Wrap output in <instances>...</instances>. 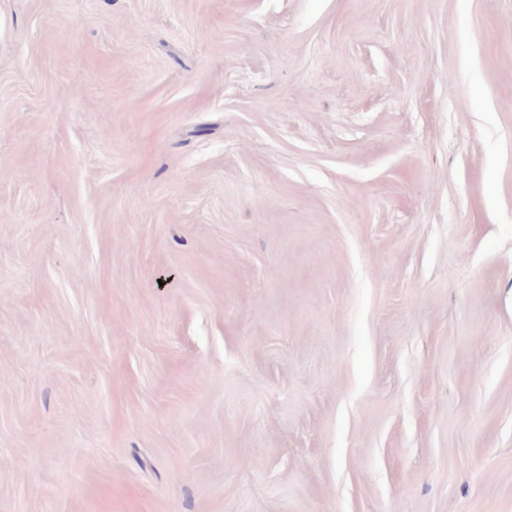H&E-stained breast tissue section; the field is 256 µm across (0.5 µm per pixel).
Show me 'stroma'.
<instances>
[{
  "mask_svg": "<svg viewBox=\"0 0 512 512\" xmlns=\"http://www.w3.org/2000/svg\"><path fill=\"white\" fill-rule=\"evenodd\" d=\"M0 512H512V0H0Z\"/></svg>",
  "mask_w": 512,
  "mask_h": 512,
  "instance_id": "obj_1",
  "label": "stroma"
}]
</instances>
